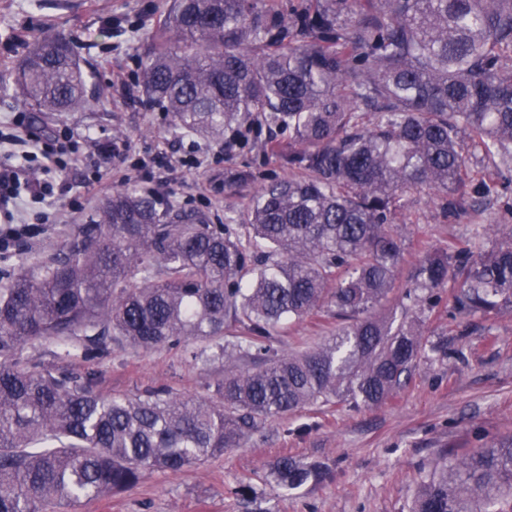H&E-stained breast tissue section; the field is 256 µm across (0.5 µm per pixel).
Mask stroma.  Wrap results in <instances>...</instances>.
I'll list each match as a JSON object with an SVG mask.
<instances>
[{"label": "stroma", "mask_w": 512, "mask_h": 512, "mask_svg": "<svg viewBox=\"0 0 512 512\" xmlns=\"http://www.w3.org/2000/svg\"><path fill=\"white\" fill-rule=\"evenodd\" d=\"M167 0H0V71L10 69L34 35L65 34L84 68L87 89L98 106L78 116L50 115L28 108L15 97H0V121L25 113L36 133L67 125L97 137L101 180L83 167L69 170L56 192L57 221L32 225L23 242L0 250V276L34 266L87 223L103 199L126 186H141L132 158L165 155L172 168L154 173L152 185L182 210L206 214L214 224L242 223L257 186L229 191L228 168L257 176L282 173L275 155L246 147L225 153L223 140H206L169 129L163 112L145 108L137 68L147 43L145 33L162 17ZM129 144L130 155L118 151ZM82 203L73 212L72 203ZM404 261L396 278L404 288L426 250L467 242L481 246L488 224L512 225V171L498 176L494 193L479 207L463 206L443 217L434 196L408 200ZM432 335L446 337L448 358L422 362L409 384L378 408L311 406L267 421L239 447L178 473L148 471L128 491L85 501L76 512H407L422 472L448 456L486 441L512 435V315L449 317L432 315ZM335 319L322 312L284 326L277 349L303 351L325 343ZM41 360L63 369L96 371L105 395L132 396L153 386L182 395H212L224 373L221 364L191 361L182 346L144 352L114 348L87 360H56L51 346ZM283 456L305 461L331 460L334 473L323 484L283 490L266 478ZM254 488L246 502L240 486Z\"/></svg>", "instance_id": "stroma-1"}]
</instances>
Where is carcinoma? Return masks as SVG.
<instances>
[{
  "label": "carcinoma",
  "mask_w": 512,
  "mask_h": 512,
  "mask_svg": "<svg viewBox=\"0 0 512 512\" xmlns=\"http://www.w3.org/2000/svg\"><path fill=\"white\" fill-rule=\"evenodd\" d=\"M139 62L143 103L185 133H288L261 147L290 175L264 181L242 224H211L168 196L125 187L65 247L0 284V512H61L128 491L147 470L224 454L265 422L314 405L377 407L418 360L448 345L432 314H512V229L487 245L427 251L393 296L405 200L443 216L490 195L472 176L512 169V0H170ZM87 75L61 34L34 40L0 93L38 112H89ZM449 299L443 298L448 282ZM329 308L336 332L304 352L274 347L287 321ZM400 313H395V310ZM194 341L229 368L214 398L167 387L99 392L34 354L102 356ZM281 457L282 489L329 478ZM409 512H512V436L419 481Z\"/></svg>",
  "instance_id": "cac0c4a2"
}]
</instances>
